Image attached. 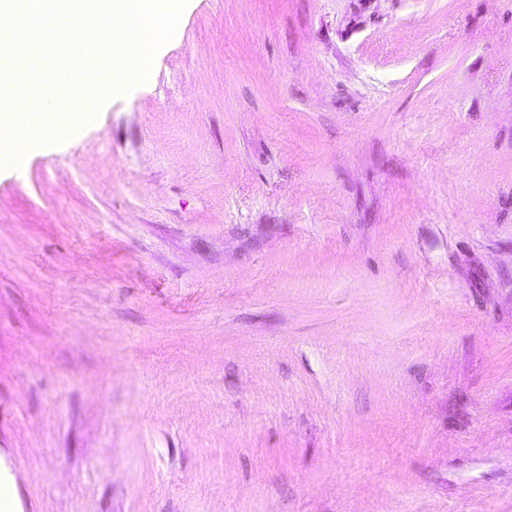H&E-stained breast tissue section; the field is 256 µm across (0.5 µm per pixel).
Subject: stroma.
<instances>
[{
  "instance_id": "35a3bbf8",
  "label": "stroma",
  "mask_w": 512,
  "mask_h": 512,
  "mask_svg": "<svg viewBox=\"0 0 512 512\" xmlns=\"http://www.w3.org/2000/svg\"><path fill=\"white\" fill-rule=\"evenodd\" d=\"M0 512H512V0H187L0 165Z\"/></svg>"
}]
</instances>
